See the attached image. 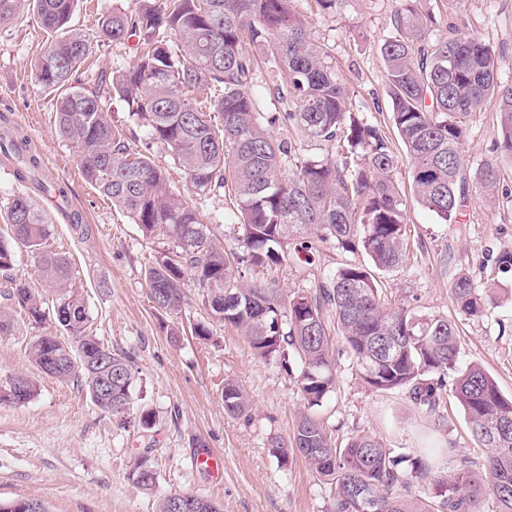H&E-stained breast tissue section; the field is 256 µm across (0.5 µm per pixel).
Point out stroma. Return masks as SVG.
<instances>
[{"label": "stroma", "instance_id": "35a3bbf8", "mask_svg": "<svg viewBox=\"0 0 512 512\" xmlns=\"http://www.w3.org/2000/svg\"><path fill=\"white\" fill-rule=\"evenodd\" d=\"M118 2L131 10L136 0H77L75 23L94 53L75 75V85L132 66V43L99 36L102 16ZM424 6L435 15L431 38L447 36L452 26L480 37L496 52L498 79L512 85V0H425ZM293 7L309 18L314 39L327 46L354 94L356 111L395 138L379 51L392 27L395 0H358L342 14L319 13L315 0H293ZM50 40L31 16L0 29V133L25 136L43 174L65 187L68 205L82 214L83 223L69 224L44 194L27 191L14 176L12 160L1 155L0 214L15 194L30 192L52 221V249L70 260L73 285L86 304L87 330L105 345L133 353L138 379L124 417L101 411L80 383L49 376L29 358L28 344L55 332L53 319L39 326L17 319L12 334L0 338V382L22 373L37 383L38 392L23 406L0 404V500L37 499L48 512H157L164 496L191 493L211 500L221 512H333V488L304 459L284 462L271 453L274 441L289 440L304 409L296 383L299 360L284 364L276 356L259 357L230 327L218 328L212 342L193 335L192 324L208 318L193 282L185 284L180 311L155 307L144 273L172 243L162 235H143L114 210L83 177L70 142L56 133L55 103L33 75L34 62ZM498 139L491 101L469 123L462 154L472 170L497 163L498 197L485 204L470 193L456 224L442 223L417 204L410 194V165L399 160L395 175L408 192L409 246L402 267L384 275L381 287L390 304L415 300L426 311L457 319L463 361L481 365L512 398V273L494 267L501 251H512V159L499 154ZM363 260L362 254L316 240L310 250L290 254L280 265L246 270L245 278L275 283L287 296L309 294L343 264ZM461 269L480 288L502 297L488 317L458 319L449 284ZM333 345L335 385L312 413L337 443L369 434L408 453L451 441L482 464L486 453L453 400H445L441 420H434L404 393L369 388L356 374L342 338L334 337ZM228 378L247 391L249 419L225 412L222 391ZM144 409L155 417L147 433L138 424ZM205 448L218 457L217 468L194 465V455ZM143 454L157 472L149 491L129 478Z\"/></svg>", "mask_w": 512, "mask_h": 512}]
</instances>
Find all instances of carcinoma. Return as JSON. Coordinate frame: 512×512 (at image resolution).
<instances>
[{"instance_id":"carcinoma-1","label":"carcinoma","mask_w":512,"mask_h":512,"mask_svg":"<svg viewBox=\"0 0 512 512\" xmlns=\"http://www.w3.org/2000/svg\"><path fill=\"white\" fill-rule=\"evenodd\" d=\"M327 14H340L354 0H316ZM421 0H399L393 29L380 45L392 121L411 165L416 201L445 224L459 223L470 187L494 201L501 175L486 162L474 172L463 166L467 122L488 100L497 103V148L512 159V86L501 84L495 51L477 36L449 34L429 39L432 13ZM75 0H0V28L29 13L54 38L33 66L39 87L55 100V129L76 149L84 178L112 207L146 235L158 233L172 250L146 270L156 307L177 311L184 304V281L202 291L211 323L231 325L260 357L301 361L297 384L307 407L332 391L331 333L342 337L359 377L378 391H403L440 418L445 395L461 406L472 436L487 449L484 476L468 457L446 448H418L399 454L373 436L357 434L339 446L326 427L307 412L297 419L290 442L272 454H297L335 488V512H481L483 495L491 512H512V399L478 364L462 361L456 322L416 306H390L382 298L380 276L399 268L408 247L402 188L393 178L398 157L380 128L355 112L353 95L328 62L326 46L311 36V22L291 0H137L116 6L101 20L102 36L114 43L135 39V62L112 76V93L123 100L134 125L143 129L132 145L112 127L100 75L87 87L73 75L93 54L92 43L71 26ZM263 51L266 70L286 75L272 85L257 78L258 62L248 47ZM212 95L200 99L198 90ZM271 97L284 111H262ZM223 123L216 126L212 113ZM297 138L278 139L277 123ZM307 140L336 157L304 155ZM26 139L3 138L0 153L17 162L16 175L43 191L39 163L25 154ZM165 151L184 169L197 199L229 200L224 222L240 227L243 252L229 255L218 246L198 207L170 190L153 159ZM8 236L0 235V336L14 328L19 310L37 325L47 316L68 337L45 334L29 355L46 374L81 379L91 401L112 415L127 413L137 380L135 358L114 351L86 333L82 294L71 286L68 257L51 249L52 225L27 195L7 207ZM316 238L346 252L366 255V263H346L315 293L284 298L265 282L246 283L243 269L271 266L288 256L290 241ZM26 250L55 293L51 302L27 281L11 275L15 249ZM458 314L479 320L497 298L477 289L460 270L450 282ZM37 392L23 374L0 382V404L23 406ZM251 410L248 394L224 383V411L242 417ZM455 462L450 473L434 470L438 455ZM141 489L151 488L156 471L147 456L130 473ZM433 488L431 499L410 495L415 483Z\"/></svg>"}]
</instances>
